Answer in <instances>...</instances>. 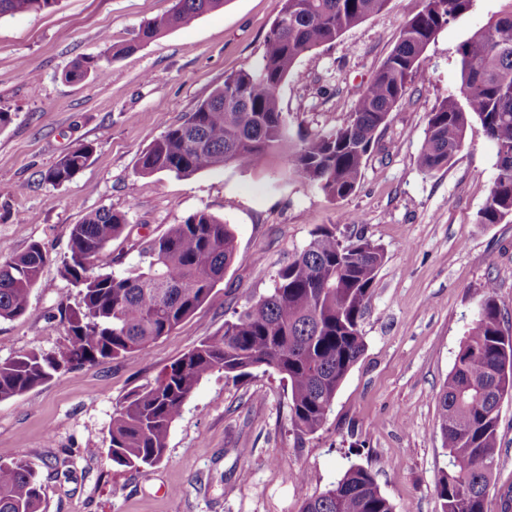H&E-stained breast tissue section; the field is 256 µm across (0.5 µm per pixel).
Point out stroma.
I'll list each match as a JSON object with an SVG mask.
<instances>
[{
  "instance_id": "stroma-1",
  "label": "stroma",
  "mask_w": 512,
  "mask_h": 512,
  "mask_svg": "<svg viewBox=\"0 0 512 512\" xmlns=\"http://www.w3.org/2000/svg\"><path fill=\"white\" fill-rule=\"evenodd\" d=\"M172 0H59L49 12L0 19V250L47 251L30 316L0 320V361L57 353L80 296L60 273L70 228L106 208L126 226L102 251V271L136 269L145 238L205 210L232 225L236 255L211 297L148 349L100 365L73 366L25 394L0 401V463L26 458L43 485L42 512H300L353 464L370 470L394 512H442L436 483L448 456L437 397L453 368L487 281L512 323V223L481 224L496 173V148L472 121L447 168L428 174L417 156L427 113L459 81L458 47L499 11L476 0L431 42L424 76L390 112L354 194L327 198L284 163L229 164L189 177L138 174L143 151L222 86L260 59L279 0H225L223 7L168 31L99 76L66 81L71 64L107 45L135 42L142 22ZM423 0H388L336 41L303 55L278 97L288 143L346 121L360 90L393 50ZM95 152L72 180L44 175L72 148ZM359 216L383 247L374 293L361 322L365 351L339 388L323 426L298 433L281 375L215 370L173 422L159 464L130 469L109 455L117 407L234 312L266 295L277 271L321 225L349 235ZM498 464L484 512H502L512 488V391L499 411Z\"/></svg>"
}]
</instances>
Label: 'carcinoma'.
Returning <instances> with one entry per match:
<instances>
[{
  "label": "carcinoma",
  "instance_id": "carcinoma-1",
  "mask_svg": "<svg viewBox=\"0 0 512 512\" xmlns=\"http://www.w3.org/2000/svg\"><path fill=\"white\" fill-rule=\"evenodd\" d=\"M57 2L0 0V19L45 12ZM502 2L486 27L460 46V82L427 113L417 158L427 173L448 167L463 149L472 120L480 122L497 149V173L478 214L480 224L512 223V0ZM386 3L281 0L279 14L288 17V27L271 25L256 65L226 76L194 112L154 140L140 157L139 174L188 177L228 163L244 169L265 166L286 138L278 89L296 75L298 59L335 41ZM223 5L224 0H173L167 12L141 24L139 42L81 59L64 77L83 81L104 71L109 57L134 51ZM474 5L475 0H423L348 119L329 133L300 137L288 153L290 168L333 200L351 196L378 144V130L411 94L428 45ZM93 153L90 143L77 146L47 171L45 180L70 181ZM124 227L125 216L108 209L90 211L72 225L62 274L80 289L81 302L68 316L67 345L57 355L33 351L1 361L0 400L20 396L74 364L99 365L147 349L209 299L235 257L232 226L200 210L147 240L142 266L125 275L99 271L98 255ZM384 258V250L360 234L343 244L336 225L317 228L309 244L277 272L268 294L234 313L223 332L203 339L115 410L112 461L136 469L161 462L172 423L215 369L244 374L265 368L283 375L290 385L293 426L304 435L315 433L365 349L361 321ZM47 262L38 243L0 260V319L31 315L30 292ZM494 288L486 284L438 395L439 429L450 457L437 483L442 512H483L497 465L499 408L512 390V336L503 328ZM41 502L42 485L27 460L0 464V512H41ZM301 512H393V506L371 472L352 465Z\"/></svg>",
  "mask_w": 512,
  "mask_h": 512
}]
</instances>
